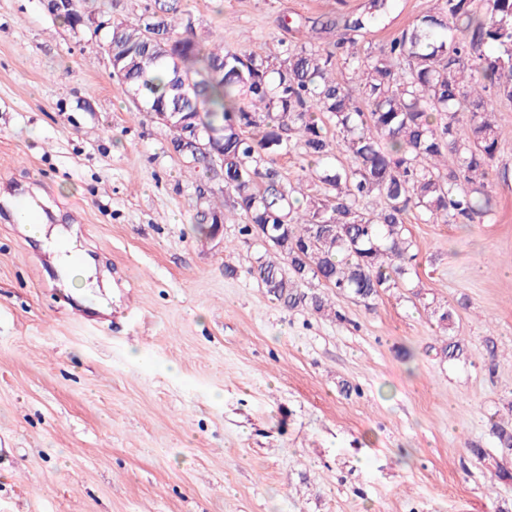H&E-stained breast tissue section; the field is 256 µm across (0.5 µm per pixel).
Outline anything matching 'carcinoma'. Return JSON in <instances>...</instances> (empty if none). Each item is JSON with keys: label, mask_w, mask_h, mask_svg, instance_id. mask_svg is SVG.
<instances>
[{"label": "carcinoma", "mask_w": 512, "mask_h": 512, "mask_svg": "<svg viewBox=\"0 0 512 512\" xmlns=\"http://www.w3.org/2000/svg\"><path fill=\"white\" fill-rule=\"evenodd\" d=\"M369 0L359 15L328 18L342 29L334 49L304 44L282 60L223 43L209 49L175 33L178 0L168 16L117 23L100 35L104 52L124 57L121 83L141 111L180 112L224 139V165L173 148L194 168L224 175L244 224L268 226L264 253L250 273L273 299L338 318L329 295L365 301L396 288L415 259L405 225L415 211L425 223L481 220L493 211L488 179L499 151L493 97L512 104V0H436L379 54L358 47V33L393 7ZM158 28L171 54L144 31ZM348 60L351 76L337 70ZM297 151L306 177L324 193L296 196L273 165L275 152ZM380 200L369 211L366 205ZM441 354H467L448 338ZM512 450V425H492Z\"/></svg>", "instance_id": "carcinoma-1"}]
</instances>
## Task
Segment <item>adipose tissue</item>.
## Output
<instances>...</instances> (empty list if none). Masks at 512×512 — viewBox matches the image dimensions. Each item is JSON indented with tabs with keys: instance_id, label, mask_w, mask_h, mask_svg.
Segmentation results:
<instances>
[{
	"instance_id": "adipose-tissue-1",
	"label": "adipose tissue",
	"mask_w": 512,
	"mask_h": 512,
	"mask_svg": "<svg viewBox=\"0 0 512 512\" xmlns=\"http://www.w3.org/2000/svg\"><path fill=\"white\" fill-rule=\"evenodd\" d=\"M22 230L53 252L54 265L64 287L79 297L91 293L97 285L95 270L88 261L71 262L70 256L77 253L78 246L63 228H51L37 220L23 225Z\"/></svg>"
}]
</instances>
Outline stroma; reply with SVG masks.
Returning <instances> with one entry per match:
<instances>
[{"label": "stroma", "mask_w": 512, "mask_h": 512, "mask_svg": "<svg viewBox=\"0 0 512 512\" xmlns=\"http://www.w3.org/2000/svg\"><path fill=\"white\" fill-rule=\"evenodd\" d=\"M168 0H0V185L73 230L111 311L57 284L0 205V512H512V112L483 221L408 216L398 287L289 309L249 275L221 180L191 175L139 112L88 23ZM368 0H181L204 45L270 57ZM435 0H395L359 36L378 52ZM225 219L202 234L204 213ZM452 310L454 325L439 320ZM455 335L468 359L440 349ZM495 353H488L486 341Z\"/></svg>", "instance_id": "obj_1"}]
</instances>
